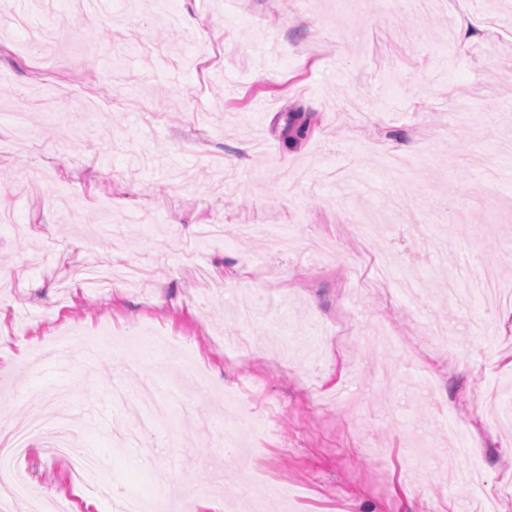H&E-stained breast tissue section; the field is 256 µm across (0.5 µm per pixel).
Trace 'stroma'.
<instances>
[{
	"label": "stroma",
	"mask_w": 512,
	"mask_h": 512,
	"mask_svg": "<svg viewBox=\"0 0 512 512\" xmlns=\"http://www.w3.org/2000/svg\"><path fill=\"white\" fill-rule=\"evenodd\" d=\"M459 2L452 29L403 0H112L94 25L0 0V428L63 349L115 493L512 512V301L458 300L463 269L512 288V0ZM145 380L183 403L153 420ZM21 470L46 507L93 499L41 443Z\"/></svg>",
	"instance_id": "35a3bbf8"
}]
</instances>
